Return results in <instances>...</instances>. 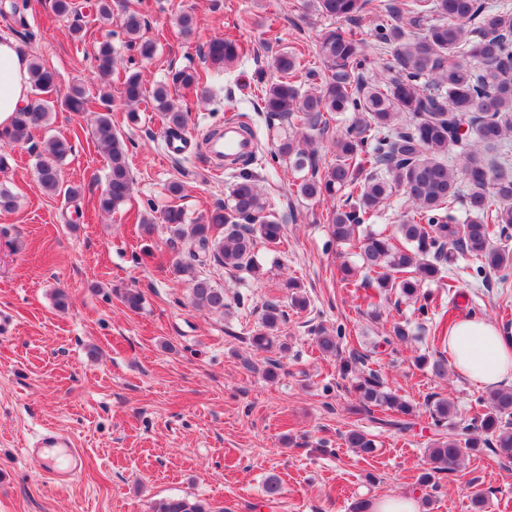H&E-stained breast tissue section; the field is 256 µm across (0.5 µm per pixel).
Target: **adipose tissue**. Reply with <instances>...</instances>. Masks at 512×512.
Wrapping results in <instances>:
<instances>
[{"mask_svg": "<svg viewBox=\"0 0 512 512\" xmlns=\"http://www.w3.org/2000/svg\"><path fill=\"white\" fill-rule=\"evenodd\" d=\"M27 56L10 41H0V126L8 125L31 95ZM448 360L471 383L498 388L512 382V335L494 323L464 318L448 330Z\"/></svg>", "mask_w": 512, "mask_h": 512, "instance_id": "adipose-tissue-1", "label": "adipose tissue"}]
</instances>
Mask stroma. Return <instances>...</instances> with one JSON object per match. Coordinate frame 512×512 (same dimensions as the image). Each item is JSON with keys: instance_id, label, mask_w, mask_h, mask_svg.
Returning a JSON list of instances; mask_svg holds the SVG:
<instances>
[{"instance_id": "35a3bbf8", "label": "stroma", "mask_w": 512, "mask_h": 512, "mask_svg": "<svg viewBox=\"0 0 512 512\" xmlns=\"http://www.w3.org/2000/svg\"><path fill=\"white\" fill-rule=\"evenodd\" d=\"M300 3L148 0L143 36L156 43L148 60L133 59L119 26L100 23L90 12L79 40L52 0H28L20 24L0 13V40L26 36L29 53L55 72L61 91L78 86L95 100L110 93L112 123L127 143L133 177L130 199L107 214L94 210L108 161L88 135L92 114L62 105L27 144L5 152L0 188L15 194L18 206L0 213V512H152L169 497L226 512H352L358 500L394 495L421 499L420 512H474L476 489L483 494L481 512H512V462L489 448L471 453L459 472L441 475L438 492L418 483L433 437L430 400H450L456 422L464 425L486 393L432 373L430 361L445 354L434 330L441 319L460 316L505 326L512 320V278L478 276L476 259L458 258L448 270L454 289L426 284L438 307L425 321L399 295L374 315L343 288L341 265L360 264L357 244L339 246L329 235L328 216L343 199L297 194L303 172L270 159L292 129L260 110L258 78L273 76L277 53L298 49L302 68H322L318 36L329 21L303 17ZM182 13L193 18L191 34L177 24ZM225 35L239 39L246 54L217 72L204 60V45ZM106 40L118 67L103 80L92 57ZM129 67L140 71L150 92L171 70L208 72V102L192 91L170 92L188 114L189 153L166 157L153 101L141 105L137 123L128 121L122 79ZM234 110L250 117L257 160L249 171L287 241L274 252L257 246L265 271L259 282L241 271L206 267L226 296L244 299L222 316L193 305L190 278L175 271L181 256L170 247L165 225L148 233L140 219L146 210L172 205L193 222L230 203L236 171L212 172L198 145ZM57 136L73 146L61 168L68 183L82 188L76 206L45 193L37 181L42 147ZM176 182L182 190L175 195L170 187ZM289 279L299 283L305 309L292 308L284 286ZM57 288L70 295L67 310L54 303ZM125 288L141 293V309L124 305ZM270 303L288 313L278 331L288 345L284 353L258 351L249 342ZM395 322L409 325L414 342L383 344ZM321 326L344 328L339 355L317 348ZM353 351L416 408L410 428L383 427L352 413L353 379L341 374L339 358ZM421 355L428 364H417ZM245 357L255 369L243 367ZM271 360L280 364L272 379L265 374ZM48 429L65 432L81 449L85 465L75 477L46 479L41 457L31 454ZM351 429L375 436V456L364 459L346 447L343 436ZM271 475L283 487L274 502L263 492Z\"/></svg>"}]
</instances>
